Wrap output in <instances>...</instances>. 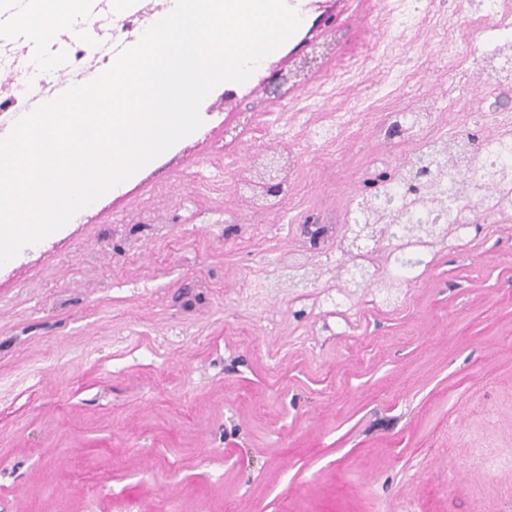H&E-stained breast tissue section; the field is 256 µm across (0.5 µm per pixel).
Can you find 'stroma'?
<instances>
[{
	"instance_id": "1",
	"label": "stroma",
	"mask_w": 512,
	"mask_h": 512,
	"mask_svg": "<svg viewBox=\"0 0 512 512\" xmlns=\"http://www.w3.org/2000/svg\"><path fill=\"white\" fill-rule=\"evenodd\" d=\"M480 0H436L404 46L409 87L393 65L344 85L342 142H302V177L256 216L224 180L245 124L289 112V71L322 9L295 0L297 31L202 126L0 266V512H512V223L439 251L398 302L359 291L344 317L316 287L271 283L265 269L312 213L346 210L393 153L371 137L395 102L430 104L451 135L437 34ZM354 0H338L323 38L332 80L346 58L385 36L359 35ZM468 48L483 107L512 130L505 93ZM237 207L244 233L185 222L184 198ZM156 211L154 238L135 212ZM494 458L491 474L476 461Z\"/></svg>"
}]
</instances>
